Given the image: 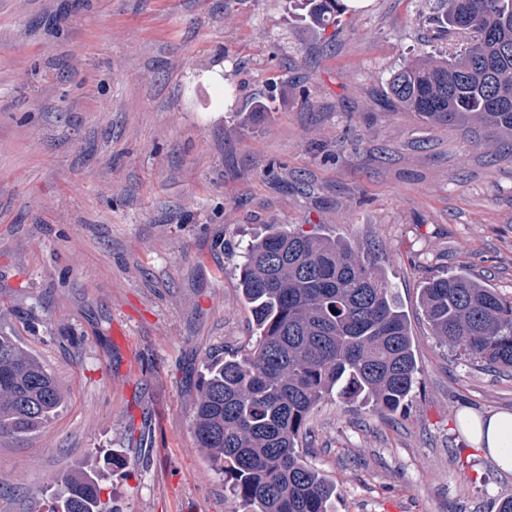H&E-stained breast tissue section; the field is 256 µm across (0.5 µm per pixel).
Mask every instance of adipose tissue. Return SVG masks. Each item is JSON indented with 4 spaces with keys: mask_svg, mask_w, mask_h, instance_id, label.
<instances>
[{
    "mask_svg": "<svg viewBox=\"0 0 512 512\" xmlns=\"http://www.w3.org/2000/svg\"><path fill=\"white\" fill-rule=\"evenodd\" d=\"M458 423L478 450L492 457L501 470L512 472V412L478 414L465 409Z\"/></svg>",
    "mask_w": 512,
    "mask_h": 512,
    "instance_id": "obj_1",
    "label": "adipose tissue"
}]
</instances>
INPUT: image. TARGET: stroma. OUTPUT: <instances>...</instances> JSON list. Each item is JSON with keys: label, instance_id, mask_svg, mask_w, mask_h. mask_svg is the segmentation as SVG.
I'll return each mask as SVG.
<instances>
[{"label": "stroma", "instance_id": "1", "mask_svg": "<svg viewBox=\"0 0 512 512\" xmlns=\"http://www.w3.org/2000/svg\"><path fill=\"white\" fill-rule=\"evenodd\" d=\"M437 0H0V332L61 386L0 437V512L64 473L114 512H233L194 435L208 355L256 342L239 267L269 225L344 242L388 277L418 372L397 411L327 397L298 446L332 512H497L512 473L458 426L512 412V371L433 336L425 279L512 296V140L392 106L390 75L454 57ZM345 0H304L306 17L315 26H325L340 14L345 13L348 5Z\"/></svg>", "mask_w": 512, "mask_h": 512}]
</instances>
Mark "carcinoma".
I'll list each match as a JSON object with an SVG mask.
<instances>
[{"instance_id":"1","label":"carcinoma","mask_w":512,"mask_h":512,"mask_svg":"<svg viewBox=\"0 0 512 512\" xmlns=\"http://www.w3.org/2000/svg\"><path fill=\"white\" fill-rule=\"evenodd\" d=\"M304 2L315 26L348 9L344 0ZM444 3L436 22L463 36L464 50L404 62L388 98L428 123L470 120L512 133V0ZM239 282L256 345L204 364L196 440L224 472L234 512H329L334 488L297 448L307 418L332 394L388 411L403 405L417 374L407 317L386 278L351 247L277 226L248 244ZM421 306L438 339L512 369V297L456 272L425 281ZM62 404L55 377L0 334V436L38 431ZM101 489L97 471H76L35 512H112Z\"/></svg>"}]
</instances>
